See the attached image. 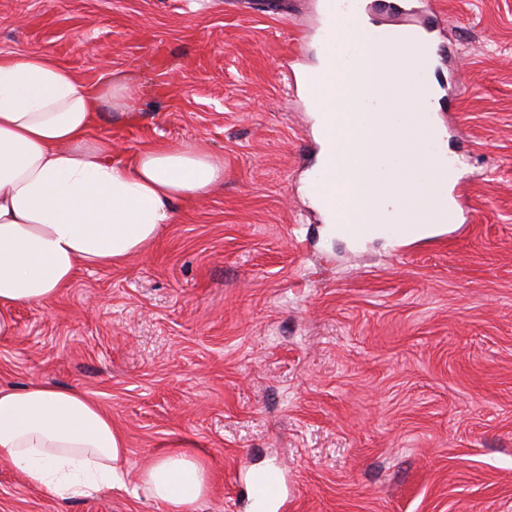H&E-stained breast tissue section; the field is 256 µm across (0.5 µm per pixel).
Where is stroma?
I'll return each instance as SVG.
<instances>
[{
    "label": "stroma",
    "mask_w": 512,
    "mask_h": 512,
    "mask_svg": "<svg viewBox=\"0 0 512 512\" xmlns=\"http://www.w3.org/2000/svg\"><path fill=\"white\" fill-rule=\"evenodd\" d=\"M281 2L0 0V53L139 83L115 157L224 158L145 251L11 311L0 385L85 391L127 452L124 488L69 500L0 461V512H166L138 484L171 448L209 468L193 512H249L268 468L288 512H512V0H432L467 230L359 247L307 191L318 0Z\"/></svg>",
    "instance_id": "stroma-1"
}]
</instances>
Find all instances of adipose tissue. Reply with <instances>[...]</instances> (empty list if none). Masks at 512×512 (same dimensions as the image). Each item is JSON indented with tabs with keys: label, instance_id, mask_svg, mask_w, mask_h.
Listing matches in <instances>:
<instances>
[{
	"label": "adipose tissue",
	"instance_id": "1",
	"mask_svg": "<svg viewBox=\"0 0 512 512\" xmlns=\"http://www.w3.org/2000/svg\"><path fill=\"white\" fill-rule=\"evenodd\" d=\"M361 56L326 109L348 142V167L337 190L353 205L355 224L378 223L373 202L387 149L374 113L351 125L352 94L374 95L385 79L374 60L371 29L353 34ZM135 93L127 82L82 79L45 52L0 56V335L9 312L39 305L69 288L79 267L124 263L175 220V205L224 180V161L194 145L151 148L113 159L97 129L105 108ZM125 446L112 417L76 388L34 380L0 387V461L28 483L71 499L125 485ZM147 497L167 512H190L210 485L191 452L157 455L140 474Z\"/></svg>",
	"mask_w": 512,
	"mask_h": 512
}]
</instances>
